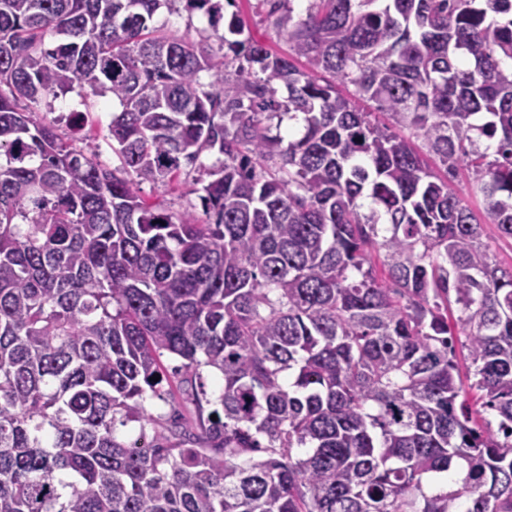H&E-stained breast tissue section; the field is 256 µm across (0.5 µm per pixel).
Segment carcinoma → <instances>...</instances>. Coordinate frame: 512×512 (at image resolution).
Wrapping results in <instances>:
<instances>
[{
  "label": "carcinoma",
  "instance_id": "1",
  "mask_svg": "<svg viewBox=\"0 0 512 512\" xmlns=\"http://www.w3.org/2000/svg\"><path fill=\"white\" fill-rule=\"evenodd\" d=\"M174 2L0 0V512H512V0H258L286 55ZM76 86L121 167L33 119ZM176 7L179 11L170 13L163 8L156 15L153 26L158 29L159 33L187 36L196 41L213 33L205 17L199 13L189 14L184 11L182 4L177 3ZM188 170L181 176L179 187H169L162 184L142 183L140 185L141 195L151 201L163 204L174 214H192L199 222H205L207 217L203 213L201 203L197 195L190 192L192 179L196 173ZM483 242L488 246L491 255H494L505 265L512 263V247L509 242L499 238L497 230L493 226H487Z\"/></svg>",
  "mask_w": 512,
  "mask_h": 512
}]
</instances>
